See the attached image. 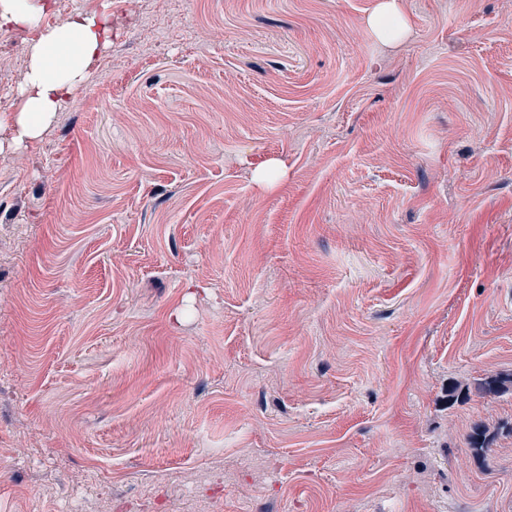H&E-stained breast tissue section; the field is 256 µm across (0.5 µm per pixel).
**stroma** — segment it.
Listing matches in <instances>:
<instances>
[{
  "label": "stroma",
  "instance_id": "stroma-1",
  "mask_svg": "<svg viewBox=\"0 0 512 512\" xmlns=\"http://www.w3.org/2000/svg\"><path fill=\"white\" fill-rule=\"evenodd\" d=\"M378 2L68 0L107 46L0 127V512H512V0ZM369 25L378 37H402L407 33V24L397 0H381L369 18Z\"/></svg>",
  "mask_w": 512,
  "mask_h": 512
}]
</instances>
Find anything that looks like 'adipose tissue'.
I'll use <instances>...</instances> for the list:
<instances>
[{
  "label": "adipose tissue",
  "mask_w": 512,
  "mask_h": 512,
  "mask_svg": "<svg viewBox=\"0 0 512 512\" xmlns=\"http://www.w3.org/2000/svg\"><path fill=\"white\" fill-rule=\"evenodd\" d=\"M111 32L107 18L81 15L48 30L32 51L23 109L0 115V124H10L18 139L37 138L93 65Z\"/></svg>",
  "instance_id": "obj_1"
}]
</instances>
